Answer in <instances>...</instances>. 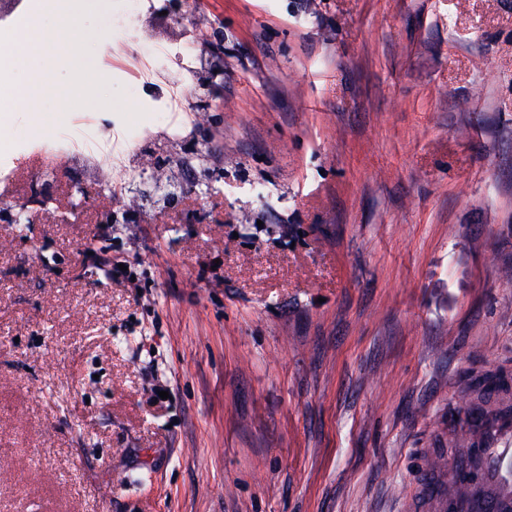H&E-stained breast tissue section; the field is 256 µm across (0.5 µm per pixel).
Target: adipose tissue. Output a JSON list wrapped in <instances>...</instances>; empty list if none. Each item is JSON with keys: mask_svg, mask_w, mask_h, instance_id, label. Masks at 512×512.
<instances>
[{"mask_svg": "<svg viewBox=\"0 0 512 512\" xmlns=\"http://www.w3.org/2000/svg\"><path fill=\"white\" fill-rule=\"evenodd\" d=\"M96 44L95 39L85 36H77L73 33L58 28L46 27L43 21H34L19 38L16 44V52L22 58L30 70L31 77L25 85L17 91V97L27 107H34L45 96L51 95L54 88L47 83L37 68V60L45 52L62 48L77 52H91Z\"/></svg>", "mask_w": 512, "mask_h": 512, "instance_id": "adipose-tissue-1", "label": "adipose tissue"}]
</instances>
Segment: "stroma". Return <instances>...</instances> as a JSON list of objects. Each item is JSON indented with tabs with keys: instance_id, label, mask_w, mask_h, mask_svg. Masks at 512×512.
<instances>
[{
	"instance_id": "stroma-1",
	"label": "stroma",
	"mask_w": 512,
	"mask_h": 512,
	"mask_svg": "<svg viewBox=\"0 0 512 512\" xmlns=\"http://www.w3.org/2000/svg\"><path fill=\"white\" fill-rule=\"evenodd\" d=\"M196 5L224 127L143 141L206 152L178 207L131 219L106 161L0 185L52 197L0 221V512H409L477 380L512 377V0ZM40 66L65 95L0 112L11 139L142 122L133 49ZM202 53L208 61V72L205 73L199 85L202 94L201 100H196L195 105L202 112H224L223 107L216 103L214 89L220 84L224 76V38L219 31L214 30L206 35L202 42ZM214 102V103H213Z\"/></svg>"
}]
</instances>
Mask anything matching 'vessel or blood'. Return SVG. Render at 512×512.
<instances>
[{
  "label": "vessel or blood",
  "mask_w": 512,
  "mask_h": 512,
  "mask_svg": "<svg viewBox=\"0 0 512 512\" xmlns=\"http://www.w3.org/2000/svg\"><path fill=\"white\" fill-rule=\"evenodd\" d=\"M457 416L455 430L460 438L484 442L479 451L481 484L476 487L468 480L464 459L437 454L430 458L428 468L448 472L450 481L444 487L426 482L423 496L432 504L450 502L456 512H512V445L498 444L501 432L512 433V414L504 412L492 419L462 407Z\"/></svg>",
  "instance_id": "obj_1"
}]
</instances>
